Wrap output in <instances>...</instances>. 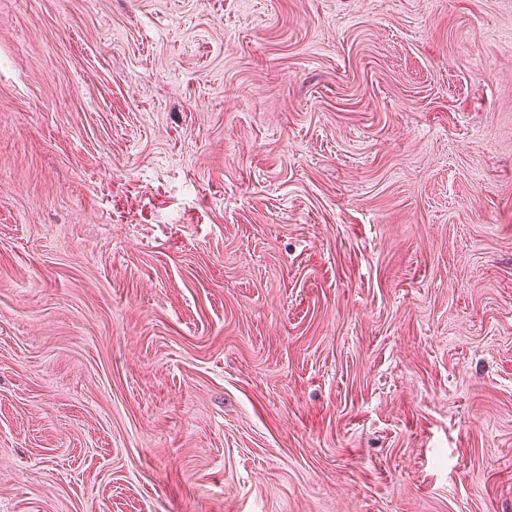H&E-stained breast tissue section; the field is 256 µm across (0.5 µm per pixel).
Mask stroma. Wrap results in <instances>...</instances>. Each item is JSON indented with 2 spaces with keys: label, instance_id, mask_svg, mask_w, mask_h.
I'll list each match as a JSON object with an SVG mask.
<instances>
[{
  "label": "stroma",
  "instance_id": "obj_1",
  "mask_svg": "<svg viewBox=\"0 0 512 512\" xmlns=\"http://www.w3.org/2000/svg\"><path fill=\"white\" fill-rule=\"evenodd\" d=\"M0 512H512V0H0Z\"/></svg>",
  "mask_w": 512,
  "mask_h": 512
}]
</instances>
